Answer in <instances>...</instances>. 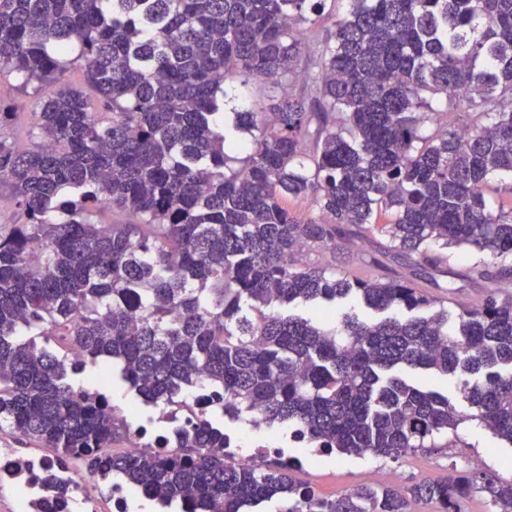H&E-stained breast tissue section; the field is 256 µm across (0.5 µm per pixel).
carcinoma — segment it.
Wrapping results in <instances>:
<instances>
[{"instance_id":"1","label":"carcinoma","mask_w":512,"mask_h":512,"mask_svg":"<svg viewBox=\"0 0 512 512\" xmlns=\"http://www.w3.org/2000/svg\"><path fill=\"white\" fill-rule=\"evenodd\" d=\"M0 0V78L35 93L20 148L0 105V428L58 457L111 444L103 395L74 376L118 377L144 406L203 384L222 402L172 453L112 458V473L181 512H460L480 495L512 512V482L477 469L401 492H299L272 463L224 464V416L299 427L327 454L398 459L476 421L512 444V297L437 300L406 276L349 279L308 266L378 231L392 252L448 270L433 249L480 254L467 278L512 281V0ZM329 12L311 70L294 61ZM97 98L64 83L72 50ZM258 95L223 122L226 84ZM310 81L308 101L285 85ZM462 105L448 123L429 98ZM246 134L242 140L238 134ZM311 199L319 218L288 211ZM126 214L101 224L106 210ZM390 215L381 224L378 216ZM363 296L379 312L339 326L281 306ZM83 354L79 365L72 351ZM472 378L468 413L389 372Z\"/></svg>"}]
</instances>
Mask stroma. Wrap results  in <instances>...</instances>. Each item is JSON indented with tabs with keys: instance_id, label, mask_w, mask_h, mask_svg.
Wrapping results in <instances>:
<instances>
[{
	"instance_id": "1",
	"label": "stroma",
	"mask_w": 512,
	"mask_h": 512,
	"mask_svg": "<svg viewBox=\"0 0 512 512\" xmlns=\"http://www.w3.org/2000/svg\"><path fill=\"white\" fill-rule=\"evenodd\" d=\"M385 236L375 233L365 249L330 251L311 248L302 259L311 266L332 265L337 271L359 277L380 276L383 269L406 273L421 289L440 298L441 308L456 314L460 304H477L489 289L512 296V282L484 280L477 284H461L453 293H445L449 280L436 277L434 271L415 265L413 259L387 251ZM376 265H369V258ZM503 481H512V445L496 439L482 425L468 422L460 426L458 435L448 448H422L399 459H378L370 455H335L323 457L318 467L296 468L290 475L295 483L309 486L323 498H334L368 485L382 488L400 479L403 486L439 479L446 472L467 471L475 466Z\"/></svg>"
}]
</instances>
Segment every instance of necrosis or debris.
I'll return each instance as SVG.
<instances>
[{"label":"necrosis or debris","mask_w":512,"mask_h":512,"mask_svg":"<svg viewBox=\"0 0 512 512\" xmlns=\"http://www.w3.org/2000/svg\"><path fill=\"white\" fill-rule=\"evenodd\" d=\"M217 400L215 392L203 389L188 394L182 407L159 416L160 426L167 429L163 435L130 426L129 415L116 413V420L130 427L125 453L176 450L179 434L204 418ZM115 453L112 447L97 449L100 465L91 473L76 457L52 458L36 448H0V486L21 485L29 491L25 509L12 506L8 512H103L101 505L106 501L111 502L112 512H126L123 486L108 468Z\"/></svg>","instance_id":"necrosis-or-debris-1"}]
</instances>
